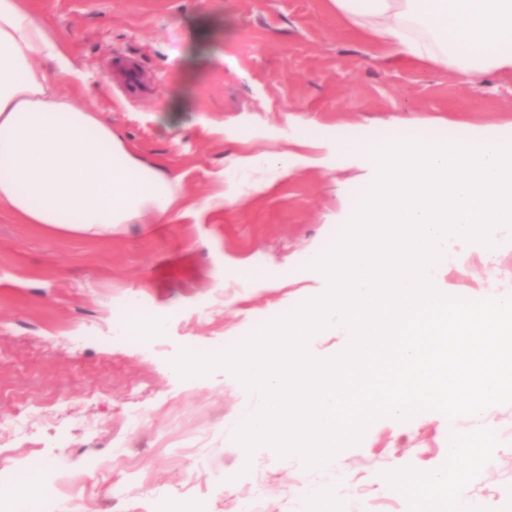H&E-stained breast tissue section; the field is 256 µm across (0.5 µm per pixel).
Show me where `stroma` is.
<instances>
[{
	"instance_id": "stroma-1",
	"label": "stroma",
	"mask_w": 512,
	"mask_h": 512,
	"mask_svg": "<svg viewBox=\"0 0 512 512\" xmlns=\"http://www.w3.org/2000/svg\"><path fill=\"white\" fill-rule=\"evenodd\" d=\"M60 34L88 90L63 96L106 113L139 157L173 170L193 214L172 224H125L111 237H63L0 211V457L9 469L45 463L44 478L75 480L96 512H231L256 475L270 512H314L308 492L342 496L343 512H409L379 503L386 473L438 470L449 431L467 417L381 418L321 469L271 448L238 450L234 423L251 403L223 367L181 377L182 352L211 355L319 297L304 267L343 230L337 215L366 188L359 169L307 168L250 189L229 158L256 130L293 124L308 141L375 140L387 124L464 140L474 125L512 122V77L463 81L448 69L387 52L339 25L330 0H23ZM147 88L128 95L127 69ZM187 108L170 111L176 97ZM216 133L204 131V124ZM239 192L224 207L210 199ZM259 268L268 287L217 277L225 260ZM495 274L461 254L447 281L463 297ZM165 331L116 322L129 300ZM28 416L27 432L8 421ZM500 440L493 465L464 493L480 512H512V404L487 411Z\"/></svg>"
}]
</instances>
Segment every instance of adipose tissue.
<instances>
[{"label":"adipose tissue","mask_w":512,"mask_h":512,"mask_svg":"<svg viewBox=\"0 0 512 512\" xmlns=\"http://www.w3.org/2000/svg\"><path fill=\"white\" fill-rule=\"evenodd\" d=\"M383 46L471 81L512 73V0H330ZM85 85L61 36L0 0V210L87 239L187 216L181 178L134 155L103 113L59 95Z\"/></svg>","instance_id":"1"}]
</instances>
